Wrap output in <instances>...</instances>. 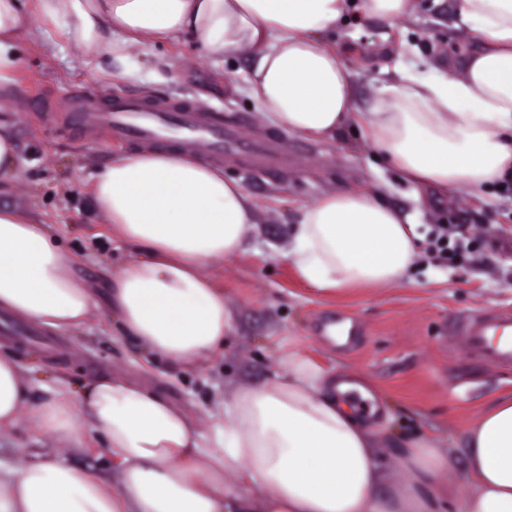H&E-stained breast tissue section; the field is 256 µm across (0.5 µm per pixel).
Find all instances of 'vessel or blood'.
Returning <instances> with one entry per match:
<instances>
[{
  "mask_svg": "<svg viewBox=\"0 0 512 512\" xmlns=\"http://www.w3.org/2000/svg\"><path fill=\"white\" fill-rule=\"evenodd\" d=\"M63 111L75 113L81 128H98L124 143L171 144L201 159L223 161L245 154L267 169L286 167L290 157L275 140L256 141L238 127H225L187 99L102 97L90 91L68 92ZM457 343L466 355L492 366H512V309L488 308L460 319Z\"/></svg>",
  "mask_w": 512,
  "mask_h": 512,
  "instance_id": "1",
  "label": "vessel or blood"
}]
</instances>
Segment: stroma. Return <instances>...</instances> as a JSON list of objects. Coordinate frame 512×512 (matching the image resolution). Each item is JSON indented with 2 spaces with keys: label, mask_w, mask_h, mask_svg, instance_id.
<instances>
[{
  "label": "stroma",
  "mask_w": 512,
  "mask_h": 512,
  "mask_svg": "<svg viewBox=\"0 0 512 512\" xmlns=\"http://www.w3.org/2000/svg\"><path fill=\"white\" fill-rule=\"evenodd\" d=\"M336 43L354 48L347 62L356 74L355 108L365 111L395 67L426 68L447 58L450 50L471 49L475 39L458 24L456 0H409L407 15L394 23L340 21ZM22 47L25 65L16 93L0 100V122L11 126L19 156L12 184L0 192V207L49 224L73 257L75 276L97 298H104L112 271L131 247L113 237L96 212L89 183L130 147L102 133L73 131L69 113L42 111L39 101L83 89L125 97L179 96L201 108L222 109L225 122L247 124L253 136L280 139L294 162L269 172L244 157L224 160L225 177L239 182L254 200L257 226L244 252L204 268L224 290L232 328L223 352L202 364L149 359L120 336L101 308L93 309L77 330L44 329L0 310V345H14L23 376L32 384L20 424L0 432L1 461L19 465L29 456L50 454L104 471L105 460L96 453L33 429L34 405L56 377L82 385L120 374L160 389L201 418L237 389L269 381L283 353L295 348L331 375L371 381L378 403L392 416L376 438L392 484L406 483L392 448L401 432L410 438H447L451 463L439 479L474 492L466 480L465 433L493 402L512 395V367L492 368L465 356L454 345L451 329L479 309L512 306V197L498 186L478 192L461 188L449 191L440 205L427 206L415 200L410 185L354 123H347L333 142L276 127L248 95L251 54L246 50L226 59L219 73L192 44L158 47L157 56L172 60L174 67L156 81L146 72L137 79L113 78L109 59H90L74 45H54L41 36L23 34ZM346 189L379 193L415 224L421 241H428L440 224L465 230L477 225L490 246L482 261L463 271L422 252L407 277L388 287L315 292L284 257L290 228L304 208ZM331 319L352 322L356 335L351 345H337L323 335Z\"/></svg>",
  "instance_id": "stroma-1"
}]
</instances>
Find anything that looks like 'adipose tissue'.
Returning <instances> with one entry per match:
<instances>
[{
	"mask_svg": "<svg viewBox=\"0 0 512 512\" xmlns=\"http://www.w3.org/2000/svg\"><path fill=\"white\" fill-rule=\"evenodd\" d=\"M408 0H0V98L18 84L20 36L37 34L107 56L135 78L142 57L187 40L215 65L250 50L249 95L277 127L314 138L355 122L418 201L512 180V0H457L478 47L403 67L369 111L354 108L344 50L327 41L347 12L400 20ZM140 48V57L130 54ZM91 193L113 235L137 248L112 275L106 308L144 352L196 365L231 328L224 291L203 266L242 252L255 204L221 166L176 149L113 157ZM419 250L412 224L375 193L343 190L306 207L285 258L308 286L333 293L399 282ZM97 301L47 224L0 207V310L46 329L77 328ZM296 350L258 387L238 389L206 427L162 393L112 374L76 388L55 380L37 429L102 455L111 477L35 455L0 461V512H512V396L466 432V478L431 437L394 441L406 487L390 484L375 428L351 393ZM30 385L0 352V430L15 427Z\"/></svg>",
	"mask_w": 512,
	"mask_h": 512,
	"instance_id": "ef3b65f1",
	"label": "adipose tissue"
}]
</instances>
